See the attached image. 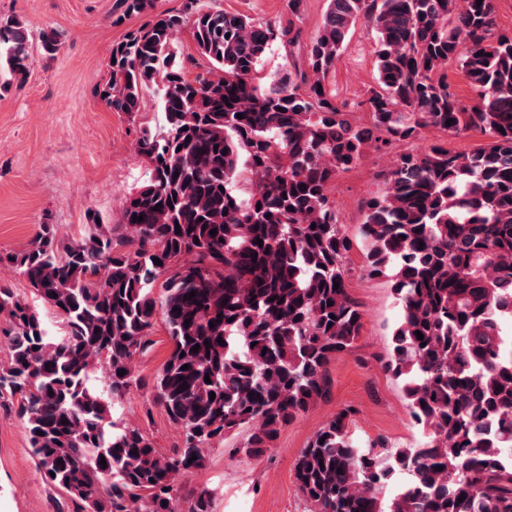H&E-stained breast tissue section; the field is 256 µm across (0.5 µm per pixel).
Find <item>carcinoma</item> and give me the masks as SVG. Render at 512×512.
Instances as JSON below:
<instances>
[{
	"instance_id": "1",
	"label": "carcinoma",
	"mask_w": 512,
	"mask_h": 512,
	"mask_svg": "<svg viewBox=\"0 0 512 512\" xmlns=\"http://www.w3.org/2000/svg\"><path fill=\"white\" fill-rule=\"evenodd\" d=\"M198 2L112 47L101 100L135 114L152 88L166 119L161 133L138 132L152 178L126 197L119 222L86 224L71 241L59 225L40 224L25 248L0 250V272L25 279L65 327L51 336L0 281L10 350L0 408L24 422L44 483L76 512H175L181 496L189 512H214L210 490L182 479L236 429L246 432L239 452L265 456L281 428L327 396V364L359 336L351 243L329 195L337 173L368 146L381 151L435 127L480 131L492 143L472 154L434 145L402 155L362 224L363 271L390 276L402 306L381 366L403 382L428 441L362 448L345 408L315 432L295 478L315 512H512V34L495 32L494 0H328L308 69L292 66L269 88L255 84L257 66L273 43L298 44L301 30ZM118 7L148 15L153 0ZM360 21L376 33L368 126L318 91ZM187 26L206 76L187 78L177 60ZM1 58L26 77L28 34L16 21L0 22ZM450 65L475 105L460 104L441 73ZM245 174L257 190L242 201L234 188ZM158 281L172 350L148 382L135 360L153 345ZM147 387L180 428L170 455L109 418V402Z\"/></svg>"
}]
</instances>
